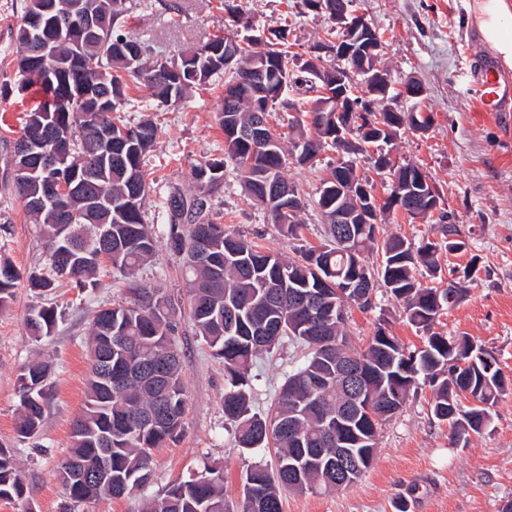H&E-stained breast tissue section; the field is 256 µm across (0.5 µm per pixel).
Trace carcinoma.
<instances>
[{"instance_id": "carcinoma-1", "label": "carcinoma", "mask_w": 512, "mask_h": 512, "mask_svg": "<svg viewBox=\"0 0 512 512\" xmlns=\"http://www.w3.org/2000/svg\"><path fill=\"white\" fill-rule=\"evenodd\" d=\"M102 18L98 35L91 41L74 39L66 26H55L51 16L41 20L43 40L34 48L35 34L26 20L37 10L38 0H27L23 23L15 32L20 48L16 78L23 87L37 86L41 103L25 113L20 136L30 133L38 118L57 130L61 140L69 141L70 153L64 164L47 175H20L18 161L9 155L5 166L13 173L14 187L25 203L26 211L38 224L45 240L47 268L50 275H29L35 288H51L60 279L57 267L62 263L61 251L71 246L77 251L94 253L96 227H112V249L103 255L112 268L130 278L149 261L156 250V240L145 222L144 201L150 185L144 171V158L153 147L157 127L149 119L136 125L127 122L131 100L129 84L137 82L149 90L156 107H169L181 101L190 91L209 84L226 72L222 50L232 51L247 62L264 66L265 82L252 85L246 74L233 71L224 90V103L217 113L218 125L224 131L226 157L235 163L248 197L266 207L264 189L251 184L250 174L259 171L273 183L292 190L296 197L293 211L281 213L267 207L272 222L286 236H300L299 213L306 202L295 186L282 175L292 159L306 164L307 156H317L331 148L343 157L331 170V177L341 187L351 183L373 189L368 178L357 174L353 157L362 153L361 143L369 142L372 130L365 123L385 120L393 127L390 146L404 126L396 112L376 113L373 107L381 96L352 97L362 109L358 117L363 123L353 127L354 142L338 143L331 135L336 128V113L310 112V126L295 124L294 151L284 149L280 140L257 144L233 137L236 126L252 118L258 105L262 115L284 101V93L293 86L305 87L313 93L312 106L321 101V89L336 83V65L324 69L326 80L317 83L309 77L306 65H298L297 56L288 51V31L272 29V39L265 42L242 39L237 42L227 35H214L195 49L199 59V75L183 76L174 66L161 71L157 64L143 63V58L127 60L125 48L137 44L122 30L121 17L132 6L127 0H87ZM112 131V144L99 155L86 149L98 134L94 119ZM214 161L207 160L196 170V180L208 186L207 195L186 196L175 190L166 200L165 222L171 250L182 260L190 315L200 337L212 355L224 362L227 386L224 388V416L234 424L235 441L240 448H265L274 443L277 461L273 468L255 465L246 471L243 484L250 485L253 495L243 498L240 512H282L285 492L304 493L314 488L339 490L336 483V430L330 426L336 413L345 406L344 379L336 374V357L343 354L369 375L375 396L374 410L378 420H366L361 427L377 435L387 418L383 416L386 393L398 388L410 389L418 375L431 380V410L440 421L451 423V442L468 443L470 436L484 427L491 407L506 390L500 369L486 374L469 363L471 341L453 340L432 332L437 318V289L422 285L416 279L419 267L433 273L438 258L433 244L412 248L401 237L392 236L382 242L384 262L379 267L367 264L364 253L377 242L378 224H338L336 192L321 190L315 204L328 224L330 243L308 247L298 261L286 260L262 250L258 244L224 230V225L209 217L208 196L217 191L223 175L204 176ZM75 187L65 199V206L77 213L78 221L65 239L60 235V216L56 206H44L41 198L44 183L55 175ZM398 184H389L388 197L378 209L376 218L394 208L396 194L409 216L430 217L424 187L418 185L422 172L405 164L395 172ZM101 195L112 198V207L92 211L87 201ZM210 247L221 258L220 271L194 267L185 262L186 255L200 244ZM101 261L74 266L69 282L79 288L93 282ZM12 275L0 277V308L13 297L20 272L9 262L0 260V271ZM358 279L383 284L402 302L408 323L428 334L427 344L410 350L394 336L380 328L363 350L343 343L336 348V337L343 335L347 307L359 304L366 309L374 301L346 298L336 303V289ZM129 300L95 312L87 339L89 377L82 413L73 421V446L69 456L57 469L67 498L74 504L101 496L119 498L143 488L152 477V451L175 440L183 427L188 399L182 378L180 357H175L167 370V380L157 381L150 372L155 358L169 350L178 351L177 325L174 320L178 302L159 288L129 289ZM339 306L341 314L332 319L321 315L325 306ZM270 317L280 329L276 336L258 344L252 335L257 313ZM58 322V310L41 306L31 311L27 324L32 334L41 338L51 335ZM112 324V336L104 333ZM296 342L306 350L303 364L288 375L276 394L270 414L252 411L253 377L251 366L256 358L271 352L283 339ZM52 365L34 361L18 375L20 411L15 432L19 440L35 436L40 429L44 400L50 388ZM470 396L472 403L462 407L460 398ZM162 410L164 416L153 424L145 423L152 413ZM311 452L323 455L322 469L295 473L292 466ZM106 462L112 471V488L96 483L77 484L67 480L75 471L90 470ZM209 480L189 479L172 485L159 498L148 499L143 512H229L224 500V477L214 468L205 471ZM27 485L16 451L0 445V500L22 501Z\"/></svg>"}]
</instances>
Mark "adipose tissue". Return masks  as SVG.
I'll return each instance as SVG.
<instances>
[{"mask_svg": "<svg viewBox=\"0 0 512 512\" xmlns=\"http://www.w3.org/2000/svg\"><path fill=\"white\" fill-rule=\"evenodd\" d=\"M467 10L484 46L512 69V0H469Z\"/></svg>", "mask_w": 512, "mask_h": 512, "instance_id": "adipose-tissue-1", "label": "adipose tissue"}]
</instances>
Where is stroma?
<instances>
[{
  "label": "stroma",
  "mask_w": 512,
  "mask_h": 512,
  "mask_svg": "<svg viewBox=\"0 0 512 512\" xmlns=\"http://www.w3.org/2000/svg\"><path fill=\"white\" fill-rule=\"evenodd\" d=\"M25 2L0 0V82L15 78L19 47L14 33ZM148 2V8L130 10L123 17L126 34L145 46L148 58L179 57L224 28L220 0ZM237 2L254 28L287 29L291 51L298 55L324 39L330 26L301 0ZM356 7L382 40L379 62L394 87L414 80L426 89L421 106L432 117L431 127L423 134L402 132L391 151L399 162L427 171L440 197L438 211L429 218L395 212L381 224L378 236L398 235L416 246L437 243V272L420 277L428 286L447 287L451 273L462 274L465 267L474 266V273L463 281L465 298L442 311L434 330L481 345L512 378V100L502 118L474 116L480 76L493 56L467 24L463 0H356ZM146 95L144 87L130 88L135 109L126 115L134 124L151 118L159 128L144 160L151 186L144 201L145 219L156 252L137 272L139 286L185 295L182 266L168 246L163 205L172 189L198 193L196 169L209 159L224 163L223 183L210 204L228 231L293 260L300 258L301 244L327 243L313 201L336 164V152H323L314 165L293 162L284 169L285 178L307 203L300 214L302 238L290 239L249 199L234 164L225 159L224 133L216 120L224 99L223 80L158 111L145 109ZM37 101L32 88L0 96V160L9 154L25 112ZM445 214L465 241L463 250L448 251L440 222ZM44 252V242L0 164V259L12 262L23 276L9 306L0 310V444L16 449L28 483L26 500H0V512H140L144 499L162 495L173 483L211 466L223 471L226 502L230 512H238L245 471L254 465L274 466L277 450L237 447L223 410L224 365L197 334L186 310L176 316L188 396L181 436L154 449L152 481L143 490L68 505L53 473L69 453L72 423L85 405L90 322L96 310L124 299L127 281L105 262L94 286L31 289L25 277L45 272ZM51 304L62 317L50 336L35 339L26 327L28 313L34 306ZM380 327L412 350L427 342L426 334L407 322L400 302L381 289L374 307L349 308L344 333L360 349ZM35 359L52 364V389L39 433L21 442L15 433L17 377ZM303 360L301 347L288 342L258 360L252 370L256 412L267 413L285 377ZM432 391L429 381H417L403 409L380 428L376 459L356 483L338 491L284 494L282 512H505L512 505V392L492 407L481 433L472 435L467 445L455 446L448 422L436 419L430 410Z\"/></svg>",
  "instance_id": "1"
}]
</instances>
